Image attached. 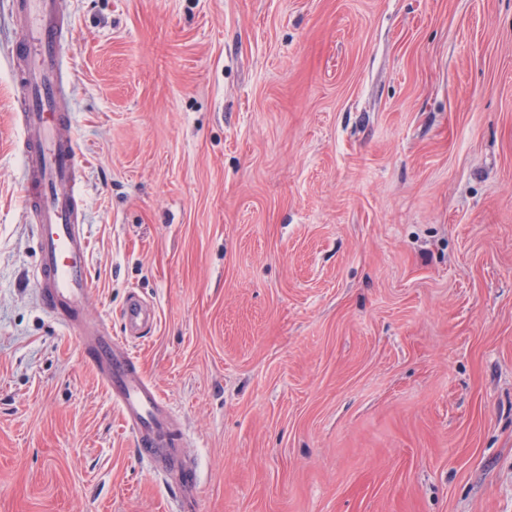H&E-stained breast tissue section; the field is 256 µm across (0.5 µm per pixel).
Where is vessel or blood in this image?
Listing matches in <instances>:
<instances>
[{"instance_id": "vessel-or-blood-1", "label": "vessel or blood", "mask_w": 512, "mask_h": 512, "mask_svg": "<svg viewBox=\"0 0 512 512\" xmlns=\"http://www.w3.org/2000/svg\"><path fill=\"white\" fill-rule=\"evenodd\" d=\"M15 23L23 61L18 93L23 101L24 199L35 216L37 296L60 327L79 332L86 357L134 434L140 458L161 475L180 469L179 488L190 493L197 473L170 452L177 429L170 405L137 359L119 348L108 323L85 317L92 288L90 239L83 200L75 190L80 163L74 121L60 82L63 30L57 0H15ZM153 320L148 305L131 296L122 313L125 337L141 338Z\"/></svg>"}]
</instances>
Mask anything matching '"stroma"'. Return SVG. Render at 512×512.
Returning <instances> with one entry per match:
<instances>
[{"instance_id":"stroma-1","label":"stroma","mask_w":512,"mask_h":512,"mask_svg":"<svg viewBox=\"0 0 512 512\" xmlns=\"http://www.w3.org/2000/svg\"><path fill=\"white\" fill-rule=\"evenodd\" d=\"M93 290L176 498L32 284L0 0V512H512V0H59ZM153 320L154 314L148 305L139 296L131 295L122 313L125 339L141 338Z\"/></svg>"}]
</instances>
